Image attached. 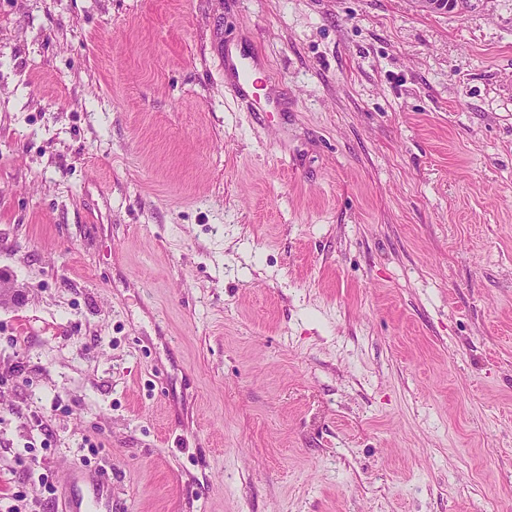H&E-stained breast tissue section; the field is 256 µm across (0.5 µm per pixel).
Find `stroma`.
<instances>
[{
	"mask_svg": "<svg viewBox=\"0 0 512 512\" xmlns=\"http://www.w3.org/2000/svg\"><path fill=\"white\" fill-rule=\"evenodd\" d=\"M1 274L0 512H512V0H0ZM85 490L74 483L68 495L67 512H112V487L99 473H88Z\"/></svg>",
	"mask_w": 512,
	"mask_h": 512,
	"instance_id": "1",
	"label": "stroma"
}]
</instances>
